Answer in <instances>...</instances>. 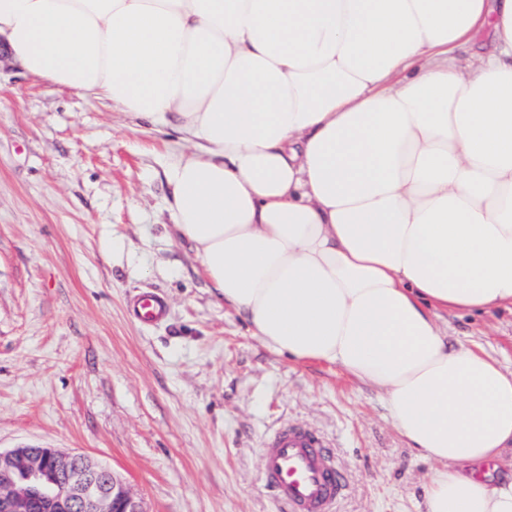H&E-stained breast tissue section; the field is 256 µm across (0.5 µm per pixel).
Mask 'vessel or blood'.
<instances>
[{
    "instance_id": "b4317fda",
    "label": "vessel or blood",
    "mask_w": 512,
    "mask_h": 512,
    "mask_svg": "<svg viewBox=\"0 0 512 512\" xmlns=\"http://www.w3.org/2000/svg\"><path fill=\"white\" fill-rule=\"evenodd\" d=\"M166 312L164 296L155 291L128 301L129 315L145 325L160 323ZM261 479L288 512H332L344 484L327 444L297 426L281 427L269 436L261 453Z\"/></svg>"
}]
</instances>
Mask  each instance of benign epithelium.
<instances>
[{
	"mask_svg": "<svg viewBox=\"0 0 512 512\" xmlns=\"http://www.w3.org/2000/svg\"><path fill=\"white\" fill-rule=\"evenodd\" d=\"M0 512H147L125 479L85 454L22 445L0 451Z\"/></svg>",
	"mask_w": 512,
	"mask_h": 512,
	"instance_id": "7a95c632",
	"label": "benign epithelium"
}]
</instances>
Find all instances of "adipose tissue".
<instances>
[{
    "instance_id": "ef3b65f1",
    "label": "adipose tissue",
    "mask_w": 512,
    "mask_h": 512,
    "mask_svg": "<svg viewBox=\"0 0 512 512\" xmlns=\"http://www.w3.org/2000/svg\"><path fill=\"white\" fill-rule=\"evenodd\" d=\"M491 47L460 64L483 29ZM29 74L171 126V220L264 345L383 393L425 512H512V0H0ZM441 324H448V335L472 346L478 345L503 361L512 371V313H439Z\"/></svg>"
}]
</instances>
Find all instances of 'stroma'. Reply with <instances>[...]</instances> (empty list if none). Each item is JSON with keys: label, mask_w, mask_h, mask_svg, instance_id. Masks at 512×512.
<instances>
[{"label": "stroma", "mask_w": 512, "mask_h": 512, "mask_svg": "<svg viewBox=\"0 0 512 512\" xmlns=\"http://www.w3.org/2000/svg\"><path fill=\"white\" fill-rule=\"evenodd\" d=\"M179 133L0 57V448L92 455L147 512H284L261 481L281 424L331 447L334 512H421L434 465L382 394L278 355L211 294L171 226L164 163ZM162 293L166 320L131 319ZM512 371V312L442 314ZM167 302L155 291L140 292L128 301V313L137 322L145 325L160 323L166 316Z\"/></svg>", "instance_id": "obj_1"}]
</instances>
